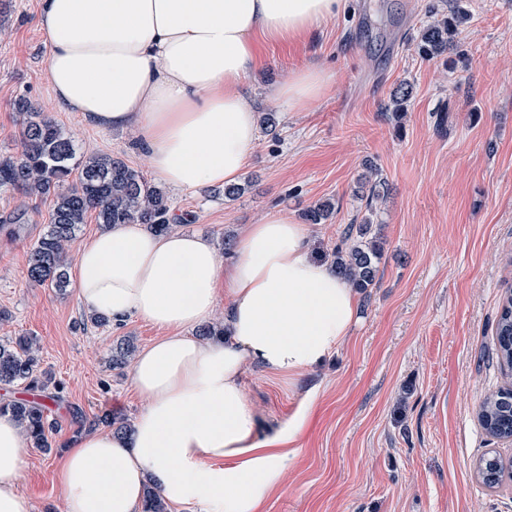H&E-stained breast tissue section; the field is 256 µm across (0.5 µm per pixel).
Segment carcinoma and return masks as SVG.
I'll use <instances>...</instances> for the list:
<instances>
[{
	"mask_svg": "<svg viewBox=\"0 0 512 512\" xmlns=\"http://www.w3.org/2000/svg\"><path fill=\"white\" fill-rule=\"evenodd\" d=\"M462 17L453 12L423 27L416 42L418 53L425 58L444 52L455 42ZM411 96L408 85L398 88L392 99V118L402 119ZM16 110L22 116L18 128L20 151L0 160V190L23 191L51 202L49 220L44 233L32 245L27 278L36 285H49L60 291L69 286L68 249L81 225L95 215L97 223L143 224L156 234L171 229L170 205L166 192L149 182L120 158L107 154L76 158L72 140L51 118L35 111L21 99ZM387 193V184L377 169L358 186L365 213L344 232L343 246L334 251L336 275L365 294L376 286L383 245L373 230V202ZM333 203L324 200L304 212L308 224H324L332 216ZM497 358L501 368L512 372V289L505 295L495 326ZM134 351L133 341L122 338L112 352V367L128 365ZM21 382L32 389H46L51 383L41 368L37 341L33 336H20L0 344V383ZM49 399L6 401L0 404V415H10L20 422L29 443L36 448L49 447L48 436L58 424L52 417ZM483 429L492 437H512V385L501 387L482 399L477 413ZM115 433H125L130 423L123 416L104 413L95 419ZM503 460L489 452L475 464L477 479L486 487L502 483ZM144 512H168L156 488L147 487Z\"/></svg>",
	"mask_w": 512,
	"mask_h": 512,
	"instance_id": "carcinoma-1",
	"label": "carcinoma"
}]
</instances>
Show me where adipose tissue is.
<instances>
[{"label": "adipose tissue", "instance_id": "obj_1", "mask_svg": "<svg viewBox=\"0 0 512 512\" xmlns=\"http://www.w3.org/2000/svg\"><path fill=\"white\" fill-rule=\"evenodd\" d=\"M345 0H38L46 81L56 105L105 129H134L153 174L177 190L236 180L257 138L243 81L260 42L294 43ZM331 76L293 70L270 98L301 112ZM224 263L207 239L117 224L75 254L77 296L114 323L163 329L133 360L145 406L130 430L81 434L57 474L62 512H141L147 483L172 506L261 512L288 468L293 425L266 440L243 377H288L321 364L359 317L350 285L309 255L303 225L271 212L246 225ZM226 301L224 340L192 336ZM21 425L0 416V512H33L18 488Z\"/></svg>", "mask_w": 512, "mask_h": 512}]
</instances>
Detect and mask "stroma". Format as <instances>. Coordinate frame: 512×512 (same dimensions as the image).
Returning a JSON list of instances; mask_svg holds the SVG:
<instances>
[{"label":"stroma","instance_id":"1","mask_svg":"<svg viewBox=\"0 0 512 512\" xmlns=\"http://www.w3.org/2000/svg\"><path fill=\"white\" fill-rule=\"evenodd\" d=\"M457 9L468 15L458 49L419 56L420 30ZM36 13L37 0H0V156L19 150L14 103L24 98L69 134L78 156L109 154L152 178L133 130H100L56 106ZM310 65L333 82L309 111L267 98ZM405 82L412 94L397 123L388 107ZM244 90L256 112L275 113L276 133H258L238 198L214 186L168 190L178 230L220 251L271 211L298 221L328 200L333 217L306 227L311 255L327 264L359 213L365 161L389 187L374 217L379 281L360 295L347 343L291 379L257 366L244 375L259 437L304 422L264 512H512V478L489 489L474 473L485 452L512 460V441L477 420L480 401L506 381L493 329L512 286V0H348L308 40L265 45ZM442 110L451 119L440 128ZM49 211L40 198L0 192V343L36 337L58 398L51 447L29 449L19 480L36 512L62 510L57 469L73 437L98 415L132 419L144 407L128 369L113 368V345L129 336L141 349L160 334L138 318L96 325L75 289L29 283L28 253Z\"/></svg>","mask_w":512,"mask_h":512}]
</instances>
